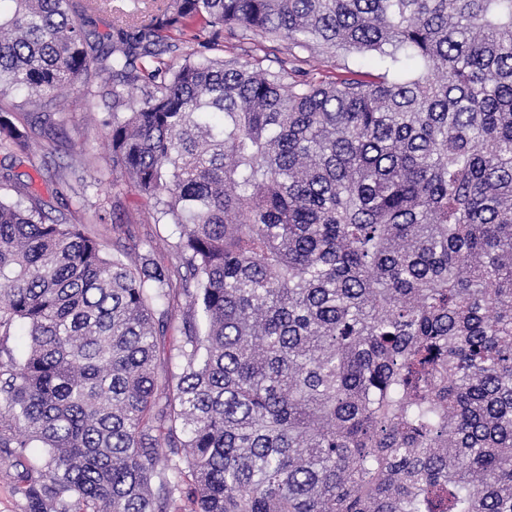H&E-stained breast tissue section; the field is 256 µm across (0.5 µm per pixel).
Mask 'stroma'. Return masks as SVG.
<instances>
[{
  "instance_id": "35a3bbf8",
  "label": "stroma",
  "mask_w": 512,
  "mask_h": 512,
  "mask_svg": "<svg viewBox=\"0 0 512 512\" xmlns=\"http://www.w3.org/2000/svg\"><path fill=\"white\" fill-rule=\"evenodd\" d=\"M96 74H88L67 90L65 122L47 146L49 163H67L78 154L94 161L97 183L81 190L78 181L57 183L33 168L25 157L0 149V169L10 168L30 175L32 188L55 210H79L84 224L101 234L107 245L134 247L153 245L158 257L168 255L163 227L153 223L140 200L130 192L112 188L109 165V141L102 125L112 110L111 96L99 93ZM95 87V96H87V87ZM15 451L0 448V512H28V502L19 489L14 466Z\"/></svg>"
}]
</instances>
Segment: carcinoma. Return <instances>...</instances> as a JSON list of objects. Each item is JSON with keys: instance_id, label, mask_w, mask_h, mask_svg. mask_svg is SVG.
<instances>
[{"instance_id": "obj_1", "label": "carcinoma", "mask_w": 512, "mask_h": 512, "mask_svg": "<svg viewBox=\"0 0 512 512\" xmlns=\"http://www.w3.org/2000/svg\"><path fill=\"white\" fill-rule=\"evenodd\" d=\"M224 31L254 47L137 66ZM108 38L73 0H0V97L44 137L90 70L142 82L110 90L113 186L175 235L167 264L110 254L0 173L29 512H512V0H160ZM277 39L308 56L263 66ZM338 50L365 66L300 68ZM36 133L0 109L1 149L32 163ZM23 100H24L23 93H14L4 99L3 98L0 99V104L2 105V107H5V106L10 107L12 109V111L16 113L19 121L22 124H30V123L33 124L36 122V125H38L37 117L41 115V114H39V112H44L43 109L35 108L32 105H23L20 107H16L14 109H13V107H11V104L21 105L23 103L22 102ZM187 310V305L185 299L182 297L179 298L178 301L174 302V308L169 316L168 320V330L166 336H164V345L165 352L164 354L161 352V362L164 365H167V358L172 349L173 345H176L181 336V328H182V318L183 314Z\"/></svg>"}]
</instances>
